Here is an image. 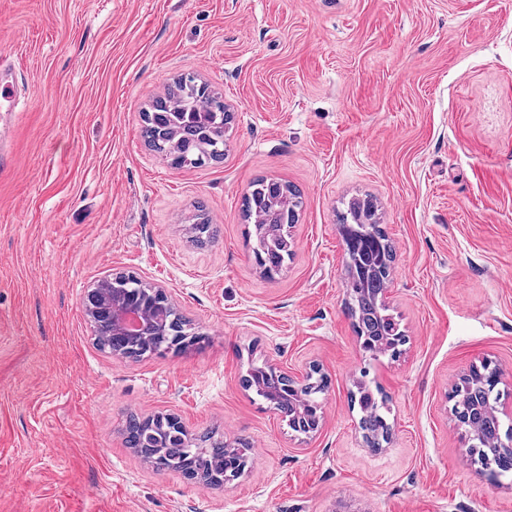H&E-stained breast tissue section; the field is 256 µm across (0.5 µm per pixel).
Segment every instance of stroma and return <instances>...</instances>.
I'll return each instance as SVG.
<instances>
[{
  "mask_svg": "<svg viewBox=\"0 0 512 512\" xmlns=\"http://www.w3.org/2000/svg\"><path fill=\"white\" fill-rule=\"evenodd\" d=\"M28 78L0 112V512H512V473L474 461L451 389L481 362L512 402V0H0ZM220 91L224 157L177 168L142 136L174 80ZM259 177L304 207L280 272L246 242ZM371 194L406 341L365 353L346 308L342 200ZM216 239L195 244L198 210ZM162 286L202 335L133 361L84 314L98 280ZM328 379L295 432L251 363ZM380 388L391 437L354 402ZM246 440L244 475L201 490L128 448L129 414Z\"/></svg>",
  "mask_w": 512,
  "mask_h": 512,
  "instance_id": "obj_1",
  "label": "stroma"
}]
</instances>
